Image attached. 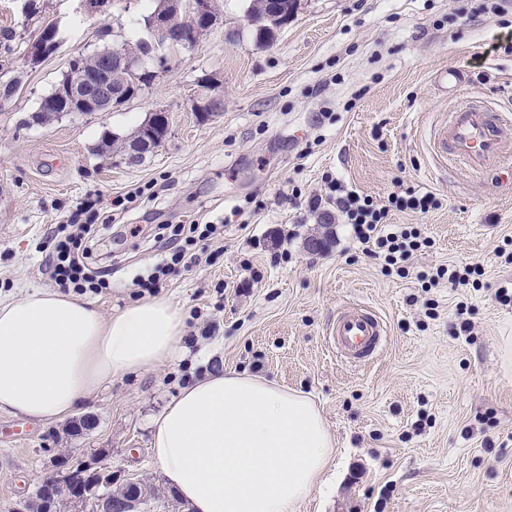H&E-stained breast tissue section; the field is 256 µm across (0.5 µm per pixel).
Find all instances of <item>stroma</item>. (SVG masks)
<instances>
[{
	"label": "stroma",
	"instance_id": "1",
	"mask_svg": "<svg viewBox=\"0 0 512 512\" xmlns=\"http://www.w3.org/2000/svg\"><path fill=\"white\" fill-rule=\"evenodd\" d=\"M0 0V298L52 287L46 254L58 225L87 199L99 202L95 255L110 265L96 294L103 314L139 301L133 276L155 264L162 224L220 223L198 243L200 260L174 266L156 295L181 308L185 336L170 364L113 378L53 422L0 414V512L63 460L107 448L111 463L156 486L151 422L180 391L233 370L311 395L336 439V459L298 512H512V158L486 176L438 165L429 137L451 106L479 96L512 110V53L493 51L512 32V7L491 0H299L272 42L259 45L249 0H220L219 23L193 50H164L151 84L109 112L35 121L71 58L145 36L143 0H111L88 17L80 0ZM53 23L59 50L30 63L27 46ZM461 80L438 86L445 70ZM224 110L200 117V93ZM168 118L160 147L131 162L105 149L154 110ZM385 202L409 186L440 208L391 221L428 237L407 276L365 254L326 203L328 182ZM137 199L113 212V198ZM138 236H131V227ZM324 233L313 253L305 241ZM481 263L475 288L424 290L416 275ZM438 304L429 317V301ZM357 303L387 326L372 362L339 361L327 342L337 309ZM465 317H458V307ZM468 319L470 333L459 329Z\"/></svg>",
	"mask_w": 512,
	"mask_h": 512
}]
</instances>
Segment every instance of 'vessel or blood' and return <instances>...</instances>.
I'll use <instances>...</instances> for the list:
<instances>
[{"mask_svg":"<svg viewBox=\"0 0 512 512\" xmlns=\"http://www.w3.org/2000/svg\"><path fill=\"white\" fill-rule=\"evenodd\" d=\"M431 149L443 163H460L475 175L493 172L512 157V117L470 102L453 108L435 126ZM329 341L346 362L361 364L386 345L383 321L371 309L347 304L337 312Z\"/></svg>","mask_w":512,"mask_h":512,"instance_id":"b4317fda","label":"vessel or blood"}]
</instances>
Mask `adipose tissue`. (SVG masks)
I'll return each instance as SVG.
<instances>
[{
    "mask_svg": "<svg viewBox=\"0 0 512 512\" xmlns=\"http://www.w3.org/2000/svg\"><path fill=\"white\" fill-rule=\"evenodd\" d=\"M183 336L180 309L160 299L108 316L53 289L0 300V413L64 418L113 377L173 360ZM150 446L193 512H297L336 455L314 400L235 372L184 388L154 419Z\"/></svg>",
    "mask_w": 512,
    "mask_h": 512,
    "instance_id": "ef3b65f1",
    "label": "adipose tissue"
}]
</instances>
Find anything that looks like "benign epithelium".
Listing matches in <instances>:
<instances>
[{
	"mask_svg": "<svg viewBox=\"0 0 512 512\" xmlns=\"http://www.w3.org/2000/svg\"><path fill=\"white\" fill-rule=\"evenodd\" d=\"M186 7L194 19H201L209 26L217 20V0H185L175 5V9H157L150 17L147 27L155 36L158 43L169 41L171 32L180 15V8ZM269 11L264 19L279 30L288 25L294 13L284 12L276 0L267 3ZM114 61L127 72V81L115 83L111 79H102L91 84V92L85 95L80 90L85 88L87 79L82 74L73 78V84L68 88L70 97L79 102L85 112L110 111L112 107L122 104L129 96L128 88L144 77L142 68L136 58L120 50L114 52ZM157 113L149 114L139 127V134L131 139L130 149L152 151L161 143V139H150L142 132L155 125ZM98 457L91 454L82 467L72 469L60 467L37 486V492L19 501L18 512H57L64 508L65 512H88V506H93L95 512H143L145 493L139 490V481L127 479L132 489L124 494L112 491V485L119 482L122 471L97 465Z\"/></svg>",
	"mask_w": 512,
	"mask_h": 512,
	"instance_id": "obj_1",
	"label": "benign epithelium"
}]
</instances>
